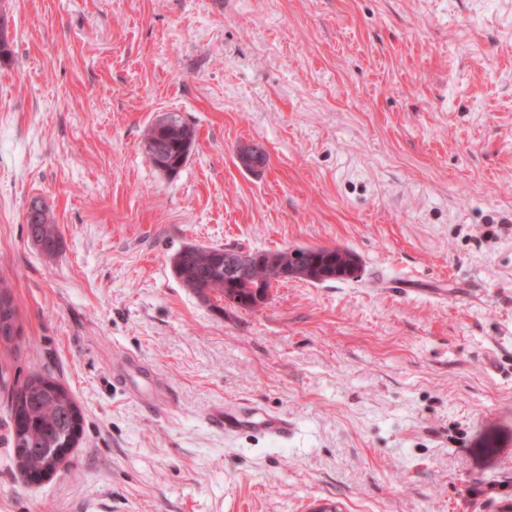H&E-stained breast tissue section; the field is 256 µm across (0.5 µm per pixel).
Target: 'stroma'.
I'll return each instance as SVG.
<instances>
[{
    "label": "stroma",
    "instance_id": "35a3bbf8",
    "mask_svg": "<svg viewBox=\"0 0 512 512\" xmlns=\"http://www.w3.org/2000/svg\"><path fill=\"white\" fill-rule=\"evenodd\" d=\"M1 9L0 512H512V0ZM167 112L197 132L172 177L144 143ZM186 243L360 271L220 310L174 277ZM35 371L84 422L31 485L8 403ZM228 403L294 429L225 439ZM26 226L28 238L47 256L51 257L57 252L61 234L46 205L32 204L27 212ZM16 336V309L9 289L0 280V339L11 341Z\"/></svg>",
    "mask_w": 512,
    "mask_h": 512
}]
</instances>
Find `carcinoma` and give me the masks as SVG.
<instances>
[{"instance_id":"carcinoma-1","label":"carcinoma","mask_w":512,"mask_h":512,"mask_svg":"<svg viewBox=\"0 0 512 512\" xmlns=\"http://www.w3.org/2000/svg\"><path fill=\"white\" fill-rule=\"evenodd\" d=\"M10 19L0 12V61L11 58ZM151 164L175 175L187 162L196 142L195 127L176 112L160 116L145 136ZM242 164L257 170L266 164L264 152L248 148L240 154ZM27 235L48 256L59 249L61 234L49 208L34 203L27 212ZM304 258L296 279L324 283L356 276L357 256L336 246H316L255 251L259 263L243 267L238 249L185 244L171 258L174 276L202 301L224 300L235 295L239 307L252 310L267 300L269 288L280 282L279 274L292 265L291 252ZM16 335V309L9 289L0 282V339ZM12 456L28 482L45 471H60L67 459L62 453L72 448L83 432V414L69 392L52 376L33 373L13 391L10 402Z\"/></svg>"}]
</instances>
